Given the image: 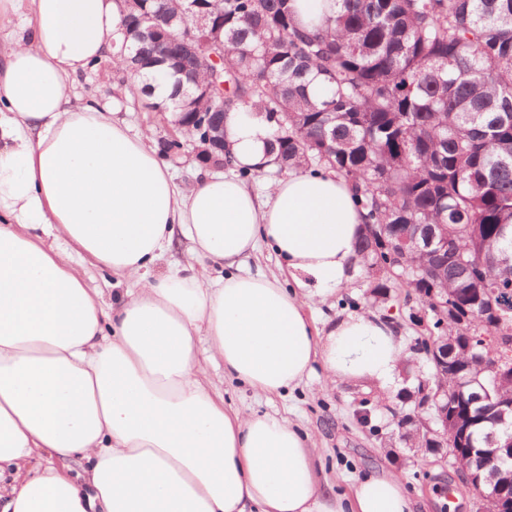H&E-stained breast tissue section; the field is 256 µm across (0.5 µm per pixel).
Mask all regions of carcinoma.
I'll return each instance as SVG.
<instances>
[{"instance_id":"carcinoma-1","label":"carcinoma","mask_w":512,"mask_h":512,"mask_svg":"<svg viewBox=\"0 0 512 512\" xmlns=\"http://www.w3.org/2000/svg\"><path fill=\"white\" fill-rule=\"evenodd\" d=\"M224 13V113L243 112L268 128L277 173L332 171L353 190L364 223L441 224L452 250L442 265L458 316L490 336L461 354L470 388L507 393L479 374L492 353L512 364V335L481 326L474 302L483 288L509 287L505 270L481 263L489 241L512 244V0H333L303 23L290 0H221ZM173 21L178 36L199 37L188 0H143L125 26ZM131 42L115 63L126 81L153 69L135 66ZM323 92H309L312 78ZM149 112L170 96L146 84ZM189 112H214L218 101L191 95ZM507 236L499 238L501 227ZM407 268L368 282L378 302L427 288V259L407 249ZM429 314L434 335L450 315Z\"/></svg>"}]
</instances>
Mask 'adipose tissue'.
<instances>
[{"label": "adipose tissue", "mask_w": 512, "mask_h": 512, "mask_svg": "<svg viewBox=\"0 0 512 512\" xmlns=\"http://www.w3.org/2000/svg\"><path fill=\"white\" fill-rule=\"evenodd\" d=\"M30 33L0 54V512H414L398 475L352 496L321 479L310 435L229 409L202 364L271 397L322 366L389 389L408 354L366 313L313 326L308 302L349 276L364 215L331 172L264 191L203 177L178 192L150 132L130 134L68 85L112 56L118 0H29ZM235 166L266 160V128L224 121ZM218 277L148 275L175 230ZM286 279L245 272L259 245ZM129 287L104 304L75 258ZM84 463L75 481L41 453Z\"/></svg>", "instance_id": "ef3b65f1"}]
</instances>
